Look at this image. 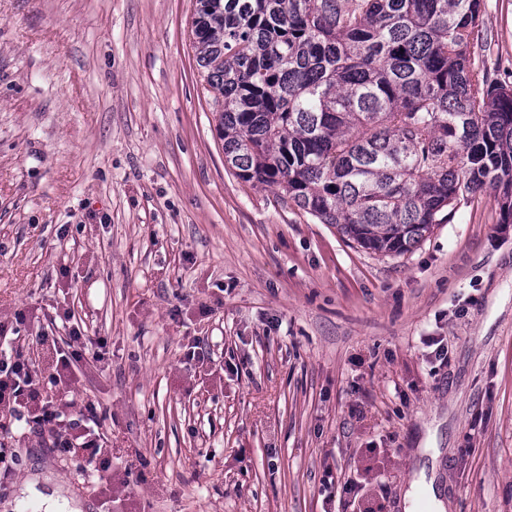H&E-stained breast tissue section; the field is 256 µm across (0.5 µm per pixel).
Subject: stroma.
Wrapping results in <instances>:
<instances>
[{"label":"stroma","mask_w":512,"mask_h":512,"mask_svg":"<svg viewBox=\"0 0 512 512\" xmlns=\"http://www.w3.org/2000/svg\"><path fill=\"white\" fill-rule=\"evenodd\" d=\"M196 0H0V322L112 458L0 414V505L35 468L84 512H512V224L460 203L355 248L224 164ZM512 83V0H487ZM24 312L16 322L15 312ZM442 341L438 359L426 338ZM423 496L430 506L432 512H445L446 505L443 499V495L440 496V492L434 487V479H430L428 484H424L421 488L415 484H412L411 488L406 492L404 496V510L405 512H417L419 510V500Z\"/></svg>","instance_id":"35a3bbf8"}]
</instances>
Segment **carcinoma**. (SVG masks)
Instances as JSON below:
<instances>
[{"label": "carcinoma", "mask_w": 512, "mask_h": 512, "mask_svg": "<svg viewBox=\"0 0 512 512\" xmlns=\"http://www.w3.org/2000/svg\"><path fill=\"white\" fill-rule=\"evenodd\" d=\"M485 0H196L224 163L360 248L401 255L458 201L512 224V85Z\"/></svg>", "instance_id": "obj_1"}]
</instances>
